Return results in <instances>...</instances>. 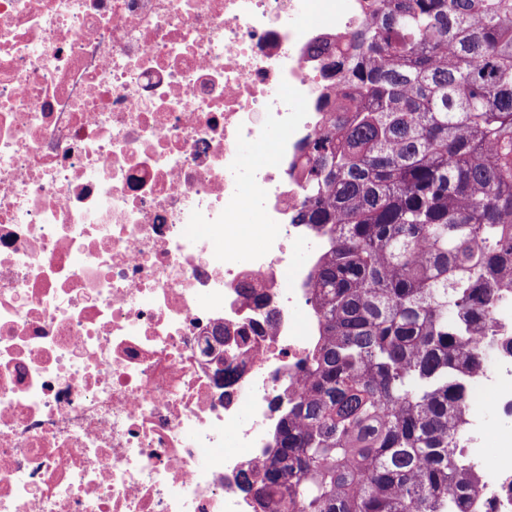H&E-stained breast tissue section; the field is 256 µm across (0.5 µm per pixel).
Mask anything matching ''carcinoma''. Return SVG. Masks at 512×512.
<instances>
[{"label":"carcinoma","instance_id":"obj_1","mask_svg":"<svg viewBox=\"0 0 512 512\" xmlns=\"http://www.w3.org/2000/svg\"><path fill=\"white\" fill-rule=\"evenodd\" d=\"M325 48L335 110L293 166L328 240L319 334L253 512H479L468 382L512 296V0H362Z\"/></svg>","mask_w":512,"mask_h":512}]
</instances>
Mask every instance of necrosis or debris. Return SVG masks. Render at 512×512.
Listing matches in <instances>:
<instances>
[{
    "instance_id": "4bbe7bcc",
    "label": "necrosis or debris",
    "mask_w": 512,
    "mask_h": 512,
    "mask_svg": "<svg viewBox=\"0 0 512 512\" xmlns=\"http://www.w3.org/2000/svg\"><path fill=\"white\" fill-rule=\"evenodd\" d=\"M360 0H0V512H253L318 329L291 216ZM271 142L249 163L243 148ZM223 245H215V236ZM512 357L466 459L512 512Z\"/></svg>"
}]
</instances>
